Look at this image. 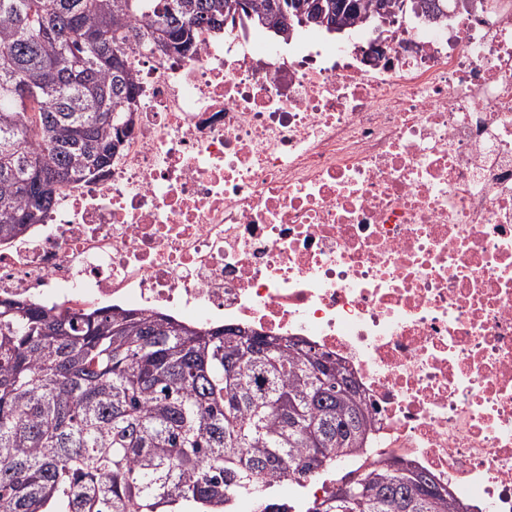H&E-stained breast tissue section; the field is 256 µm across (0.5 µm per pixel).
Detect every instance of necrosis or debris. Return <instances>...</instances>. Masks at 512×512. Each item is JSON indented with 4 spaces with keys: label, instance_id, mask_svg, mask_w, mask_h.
I'll return each mask as SVG.
<instances>
[{
    "label": "necrosis or debris",
    "instance_id": "4bbe7bcc",
    "mask_svg": "<svg viewBox=\"0 0 512 512\" xmlns=\"http://www.w3.org/2000/svg\"><path fill=\"white\" fill-rule=\"evenodd\" d=\"M280 40L242 18L129 60L110 169L0 240V298L301 337L372 448L512 512V0Z\"/></svg>",
    "mask_w": 512,
    "mask_h": 512
}]
</instances>
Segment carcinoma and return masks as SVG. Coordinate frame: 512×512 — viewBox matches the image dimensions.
<instances>
[{
  "mask_svg": "<svg viewBox=\"0 0 512 512\" xmlns=\"http://www.w3.org/2000/svg\"><path fill=\"white\" fill-rule=\"evenodd\" d=\"M228 0H0V237L42 223L61 186L90 182L140 105L126 45L165 33L177 54L224 31ZM291 0L242 14L288 35ZM374 0H347L341 26ZM158 312H54L0 299V512H297L267 480L331 484L305 512H460L404 460L353 470L375 418L336 360L303 341ZM371 478L361 499L336 494Z\"/></svg>",
  "mask_w": 512,
  "mask_h": 512,
  "instance_id": "carcinoma-1",
  "label": "carcinoma"
}]
</instances>
